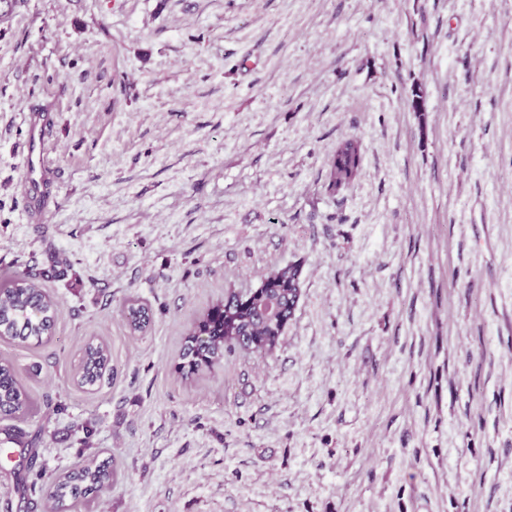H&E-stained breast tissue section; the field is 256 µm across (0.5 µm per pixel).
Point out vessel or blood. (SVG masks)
<instances>
[{"instance_id":"1","label":"vessel or blood","mask_w":512,"mask_h":512,"mask_svg":"<svg viewBox=\"0 0 512 512\" xmlns=\"http://www.w3.org/2000/svg\"><path fill=\"white\" fill-rule=\"evenodd\" d=\"M28 129V146L22 159L23 184L29 205L31 220H39L48 207L46 191L50 165L46 157V145L50 136L52 119L48 116H25Z\"/></svg>"}]
</instances>
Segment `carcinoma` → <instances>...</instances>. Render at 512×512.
Masks as SVG:
<instances>
[{"label": "carcinoma", "mask_w": 512, "mask_h": 512, "mask_svg": "<svg viewBox=\"0 0 512 512\" xmlns=\"http://www.w3.org/2000/svg\"><path fill=\"white\" fill-rule=\"evenodd\" d=\"M363 147L360 140L346 138L336 145L328 160L327 190L336 193L354 185L362 172ZM300 269L288 265L270 273L258 291L241 295L230 292L192 323L185 338L178 366L182 378L189 379L203 367L224 357V349L238 345L255 352H270L278 344L300 297ZM58 312L57 303L28 271H16L0 280V338L41 341L49 335ZM128 327L144 331L151 322L149 308L136 299L125 302L123 309ZM112 370L110 354L101 343L84 347L83 364L76 375L79 386L94 389ZM33 404L8 361H0V435L26 453L37 447L42 428L29 434L18 426L32 416ZM117 478L109 459L89 460L58 476L46 495L50 512H78L100 491Z\"/></svg>", "instance_id": "1"}]
</instances>
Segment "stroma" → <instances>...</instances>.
Instances as JSON below:
<instances>
[{"label": "stroma", "mask_w": 512, "mask_h": 512, "mask_svg": "<svg viewBox=\"0 0 512 512\" xmlns=\"http://www.w3.org/2000/svg\"><path fill=\"white\" fill-rule=\"evenodd\" d=\"M29 111L54 120L39 224ZM350 136L362 175L333 194ZM291 264L277 347L182 379L194 319ZM17 270L59 312L46 340H0L45 429L24 463L0 446V512H45L94 455L118 478L86 512H512V0H16L0 278ZM90 341L113 372L85 390ZM363 147L360 140L346 138L336 145L328 160L327 190L336 193L354 185L362 172ZM123 313L128 327L134 332H142L150 325L149 308L136 299H128L125 302Z\"/></svg>", "instance_id": "obj_1"}]
</instances>
